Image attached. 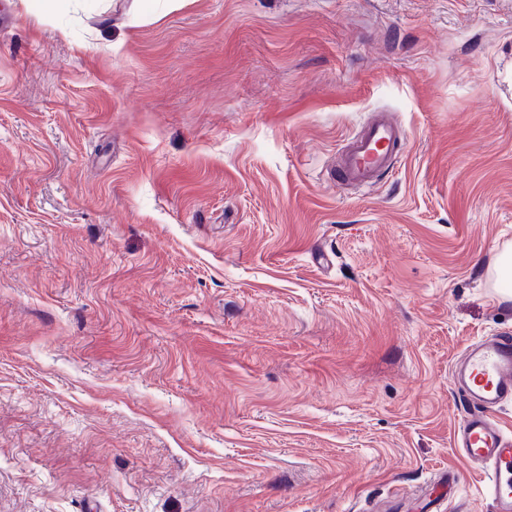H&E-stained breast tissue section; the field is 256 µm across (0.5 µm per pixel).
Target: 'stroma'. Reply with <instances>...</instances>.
Returning <instances> with one entry per match:
<instances>
[{"mask_svg":"<svg viewBox=\"0 0 512 512\" xmlns=\"http://www.w3.org/2000/svg\"><path fill=\"white\" fill-rule=\"evenodd\" d=\"M1 13L0 512H493L449 374L512 332V0ZM405 139L403 130L385 112L376 113L343 147L334 166L337 181L356 189L372 187L381 173L394 167ZM499 294L506 299L512 298V252L510 249L501 251L495 263Z\"/></svg>","mask_w":512,"mask_h":512,"instance_id":"1","label":"stroma"}]
</instances>
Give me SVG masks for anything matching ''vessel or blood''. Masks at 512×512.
<instances>
[{
	"label": "vessel or blood",
	"mask_w": 512,
	"mask_h": 512,
	"mask_svg": "<svg viewBox=\"0 0 512 512\" xmlns=\"http://www.w3.org/2000/svg\"><path fill=\"white\" fill-rule=\"evenodd\" d=\"M405 139L386 113H376L339 154L338 182L357 189L372 187L381 173L393 168ZM452 382L468 407L454 433V445L470 462L488 469L483 492L494 512H512V432L496 417L499 408L512 402V334L472 345Z\"/></svg>",
	"instance_id": "b4317fda"
}]
</instances>
